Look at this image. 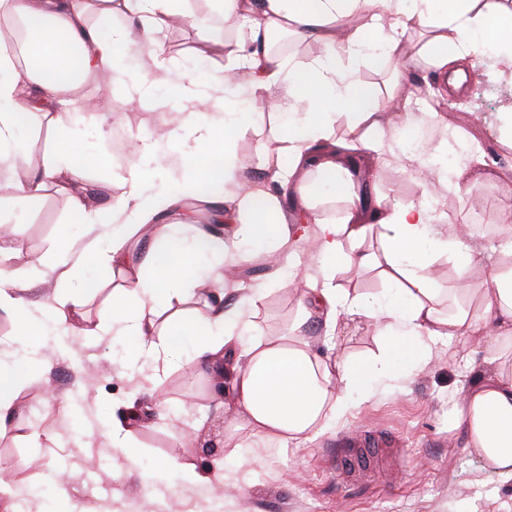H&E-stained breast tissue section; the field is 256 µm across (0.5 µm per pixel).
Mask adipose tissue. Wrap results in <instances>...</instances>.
Masks as SVG:
<instances>
[{"mask_svg": "<svg viewBox=\"0 0 512 512\" xmlns=\"http://www.w3.org/2000/svg\"><path fill=\"white\" fill-rule=\"evenodd\" d=\"M187 0H0V19L19 21L25 37L20 49L0 46V164L16 168L27 154L25 133L37 113L51 115L59 144L45 161L38 181L14 199L28 208L44 182L75 184L83 179L62 142L79 132L82 120L70 94L89 76L123 89L115 108L138 101L143 86L170 85L179 102L174 109L181 133L167 152L146 144L123 169V192L110 211L91 209L84 196H73L86 230L108 239L103 251L78 252L63 240V262L37 257L30 269L44 281L65 283L72 269L95 265L124 274L125 287L113 289L106 325L131 339V361L173 366L184 353L209 363L224 379L240 426L255 443L301 440L317 435L369 394L375 381L429 361L439 341L475 328L512 327V247L499 253L492 288L481 312L439 308V290L430 276L436 257L452 259L458 280L474 263L453 234L436 231V210L426 202L394 205L376 199L365 204L366 190L346 153L378 135L380 115L396 99L399 80L387 92L361 78L357 65L382 51L384 62L401 70L412 32L425 42L418 49L435 71L446 75L442 88L458 91L466 80L463 63L480 48L491 49L512 66V0H211L199 26L235 24L246 15L254 25L239 29L225 47L237 74L228 82L214 70L205 85L188 74L173 75L161 60L165 31L187 14ZM110 37H103L102 26ZM281 33L299 42H316L322 55L294 63L270 47ZM147 47L137 68L122 64L125 51ZM287 116L275 149L260 146L265 178L246 179L236 144L259 135L261 115ZM345 117L342 139L333 126ZM333 188L339 223H310L309 210L321 185ZM220 191L234 224L228 233L207 228L185 235L180 225L158 226L159 215L202 187ZM298 214L288 222L287 208ZM151 235L140 264H132L127 244ZM377 236L380 252L361 245ZM272 240L280 245L313 242L314 263L287 253L288 283H303L300 308L281 336L253 340L254 316L265 300L251 288L228 301L224 270L245 256L246 247ZM377 268L391 292L367 300L336 287L340 264ZM206 266L212 292L203 309L191 316L171 315L172 334L153 339V314L161 304L193 295L199 266ZM25 284L0 289V310L15 319L7 348L10 363L0 364V428L11 419L17 395L28 383L27 364L43 337L65 335L79 301L52 296L53 325L37 322L22 297ZM374 321L386 336L385 357L328 363L318 352L341 325ZM452 428L462 430L466 445L492 465L512 467V359H502L480 382L463 390L452 411Z\"/></svg>", "mask_w": 512, "mask_h": 512, "instance_id": "1", "label": "adipose tissue"}]
</instances>
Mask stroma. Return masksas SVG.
Returning <instances> with one entry per match:
<instances>
[{
  "label": "stroma",
  "instance_id": "stroma-1",
  "mask_svg": "<svg viewBox=\"0 0 512 512\" xmlns=\"http://www.w3.org/2000/svg\"><path fill=\"white\" fill-rule=\"evenodd\" d=\"M190 12L193 17L200 9ZM192 17L168 30L165 47L176 70L203 80L226 65L216 43L230 41L233 32L202 35ZM476 72L463 93L444 97L440 112L427 100L435 85L433 70L419 64L406 68L400 89L410 102L405 132L427 125L436 137L449 131L466 140L499 141L500 115L512 110V81L500 76L488 51L478 57ZM120 94L119 87L100 81L83 86L85 137L71 145L76 158H83L98 133L103 100ZM174 104L172 90L158 86L141 105L111 114L107 128L116 166L124 165L138 139L167 145ZM494 166V178L450 192L433 171L414 172L394 158L369 180L378 198L439 199L449 231L479 257L460 297L464 303L484 302L497 264L499 240L481 227L504 222L500 198L512 189V147ZM71 195L70 189L49 183L33 208L16 212L11 190H0V213L14 223L6 240L8 268L14 278L26 280L28 302L40 301L46 292L45 284L30 275V261L54 257L60 237L80 248L108 246L103 239L89 241ZM249 251L253 274L240 284L267 291L256 333L284 334L299 292L273 282L274 245L256 244ZM123 285L121 274L110 276L92 265L70 281L71 292L83 299L82 318L69 335L43 349L42 362L29 366L33 383L21 390L13 419L0 428V469L7 481L0 512H212L216 507L221 512H498L501 503H512V480L465 448L449 426L459 392L489 370L491 355L475 332L440 342L430 361L409 378L375 382L371 397L317 436L258 448L241 430L228 447L224 427L234 414L215 391L208 364L190 360L170 367L146 386V369L132 364L122 337L84 335L86 324L101 322L112 290ZM381 344L377 329L361 323L342 331L328 354L359 359L378 353ZM125 405L136 415L128 455L105 438L113 414ZM376 432L390 441L381 465L367 475L348 476L336 460L337 449ZM184 463L200 470L220 464L221 476L188 482L180 470Z\"/></svg>",
  "mask_w": 512,
  "mask_h": 512
}]
</instances>
